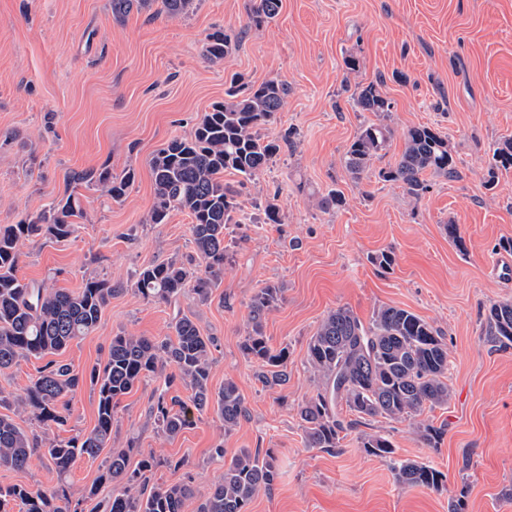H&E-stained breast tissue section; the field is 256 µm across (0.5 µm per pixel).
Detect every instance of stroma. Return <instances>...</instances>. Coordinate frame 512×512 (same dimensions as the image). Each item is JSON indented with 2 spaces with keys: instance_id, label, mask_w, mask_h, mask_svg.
I'll use <instances>...</instances> for the list:
<instances>
[{
  "instance_id": "1",
  "label": "stroma",
  "mask_w": 512,
  "mask_h": 512,
  "mask_svg": "<svg viewBox=\"0 0 512 512\" xmlns=\"http://www.w3.org/2000/svg\"><path fill=\"white\" fill-rule=\"evenodd\" d=\"M109 2L0 0V224L47 208L71 171L134 169L121 201L83 190L84 215L67 240L25 241L18 275L74 290L94 274L117 288L98 327L63 362L90 368L121 332L170 335L181 312L216 340L212 389L233 378L248 410L232 430L209 411L166 438L150 414L161 382L149 378L121 399L112 447L133 436L142 452L185 458L183 469L159 475L192 480L201 495L221 473L211 457L216 444L229 455L271 452L281 475L249 512H512V346L487 343L484 320L491 303L512 302V275L497 248L512 239V168L487 183L493 146L512 138V0H281L272 19L251 29L249 0H197L183 17L133 12L121 23ZM216 29L240 39L213 64L203 42ZM349 54L359 71L346 70ZM235 74L287 84L283 111L261 133L290 129L295 143L239 196L230 259L210 300L188 292L171 305L146 301L134 288L137 271L193 252L186 213L145 221L154 201L149 161L171 139L190 136ZM378 79L394 105L395 132L381 166L398 158L409 127L427 125L448 139L457 176H430L421 199L374 177L354 184L344 168L345 148L375 118L356 110L352 94ZM14 132L21 140H11ZM334 188L345 205L319 208ZM269 203L281 223H265ZM449 223L464 249L449 242ZM383 250L395 254L391 269L371 261ZM268 283L283 299L263 331L272 348L288 350V382L274 388L258 381V364L240 349L250 299ZM383 306L415 313L448 346L451 398L432 413L440 442L430 447L411 422L376 417L348 431L336 451L307 447L297 408L318 385L306 362L311 336L336 308L367 322ZM362 431L388 437L397 458L435 467L444 483L399 484L388 461L361 448ZM100 465L81 458L69 473L86 512L112 495V484L96 482ZM92 487L95 497L86 498Z\"/></svg>"
}]
</instances>
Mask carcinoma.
<instances>
[{"label": "carcinoma", "instance_id": "cac0c4a2", "mask_svg": "<svg viewBox=\"0 0 512 512\" xmlns=\"http://www.w3.org/2000/svg\"><path fill=\"white\" fill-rule=\"evenodd\" d=\"M112 18L121 23L131 13L147 12L169 17L185 16L195 8V0H110ZM280 0H253L248 10V26L260 27L274 17ZM236 38L222 30L206 35L204 57L210 63L224 60ZM381 82L357 88L353 95L362 112L378 114V121L360 127L344 152V167L359 184L372 176L402 187L420 199L429 189L425 175L452 177L455 162L447 137L427 125L404 132V149L394 164L374 168L387 153L394 135L387 123L393 103L380 89ZM288 86L269 79L242 91V78L231 80L222 103L204 113L188 138H174L150 160L154 203L147 222L167 223L175 210L191 218L189 231L195 255L187 260H163L142 267L135 287L146 300L169 303L190 288L201 302L210 299L213 288L224 277L227 246L224 230L238 209V192L224 182V173L238 177L243 186L255 181L292 144L290 129L277 138L260 135L282 111ZM512 167V140L493 149L489 183L495 170ZM135 172L119 173L104 165L74 171L68 178L71 190L49 208L17 223L0 225V370L21 358L45 360L24 389L11 401L0 395V406H15L47 431L63 430L69 420L67 398L84 384L96 397V423L88 431L68 438L41 439L9 415L0 414V469L27 470L34 460L47 462L58 483L48 490H36L23 483L0 486V512H84L67 489L71 467L81 457L97 458L112 440L115 412L122 397L136 384L151 376L163 378V386L151 407L159 430L173 437L196 423L201 414L214 410L224 429L230 430L245 416L246 407L237 383L224 379L214 393L210 388L212 349L215 339L201 334L187 315L176 316L174 336L163 338L118 333L112 337L107 358L88 371H77L57 356L72 342L93 332L104 309L119 289L93 275L76 291L48 288L26 282L18 276L21 251L26 240L68 239L75 219L83 217L79 188H94L114 201L128 194ZM346 204L342 191L331 189L318 199L322 209ZM282 289L267 284L258 289L249 303V327L241 341L244 356L260 364L257 377L266 387L288 382V348L272 349L263 333V319L281 300ZM486 340L495 347L512 344V303L495 302L487 309ZM307 362L322 376V388L299 406L298 416L308 448H338L345 430L341 407L354 415L353 428L368 417L416 420L428 410L448 404V347L431 324L413 312L395 306L378 309L364 323L348 308L331 311L320 324L307 347ZM190 388L183 400L170 391L177 384ZM362 448L388 460L398 483L437 489L444 475L434 467L395 457L396 448L386 437L362 434ZM129 446L105 460L99 483L115 484L112 498L100 512H184L185 503L198 499L195 512H248L260 490L269 491L279 477L278 464L270 453L243 448L227 459L224 448L216 446L212 459L224 463V470L209 492L198 498L190 482L167 483L155 479L161 466L177 471L184 460L160 461L141 454L130 466Z\"/></svg>", "mask_w": 512, "mask_h": 512}]
</instances>
